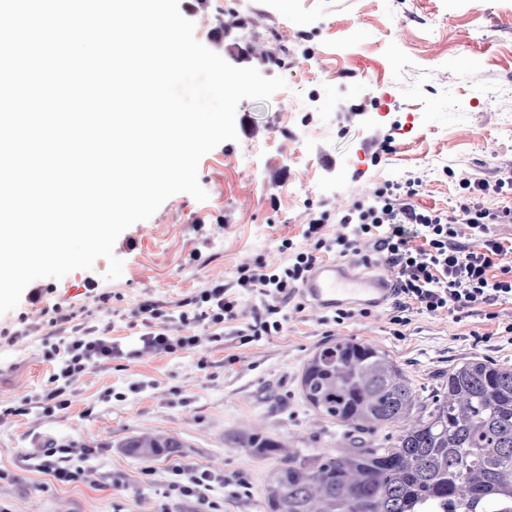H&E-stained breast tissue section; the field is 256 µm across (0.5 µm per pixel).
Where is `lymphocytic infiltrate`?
Here are the masks:
<instances>
[{"mask_svg":"<svg viewBox=\"0 0 512 512\" xmlns=\"http://www.w3.org/2000/svg\"><path fill=\"white\" fill-rule=\"evenodd\" d=\"M420 181H384L338 220L337 234L327 231L329 213L308 224L306 246L289 245L285 265L271 268L256 263L241 269L235 289L217 285L200 296L205 311L183 310L179 314L147 304L141 309L148 327L141 337L143 344L157 352L174 354L200 347L204 341H219V333L208 337L175 336L169 330L172 322L188 324L209 320L220 325L234 319L246 295L259 294L265 299L266 321L260 328L239 330L242 343H250L259 335L273 336L282 332L287 320L282 312L290 295L302 285L313 266L328 256L351 259L364 266L382 265L395 272V301L385 318V330L402 336L415 315L448 312L456 321L481 313L487 321H501L499 305L512 302V244L491 237L493 224L512 222V209L490 211L478 203L490 192H502L505 180H477L470 184L472 201L463 203L465 221L479 246L469 247L458 240L457 221L435 209H419L411 204ZM123 350L105 333H82L52 344L46 351L54 361L56 372L50 377L41 401L66 409L71 377L87 367L121 357Z\"/></svg>","mask_w":512,"mask_h":512,"instance_id":"1","label":"lymphocytic infiltrate"}]
</instances>
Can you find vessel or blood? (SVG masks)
Returning a JSON list of instances; mask_svg holds the SVG:
<instances>
[{
    "instance_id": "b4317fda",
    "label": "vessel or blood",
    "mask_w": 512,
    "mask_h": 512,
    "mask_svg": "<svg viewBox=\"0 0 512 512\" xmlns=\"http://www.w3.org/2000/svg\"><path fill=\"white\" fill-rule=\"evenodd\" d=\"M302 292L313 307L322 311L348 303L380 309L393 295L386 275H371L356 266L336 262L316 265L303 283Z\"/></svg>"
}]
</instances>
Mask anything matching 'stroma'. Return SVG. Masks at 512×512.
<instances>
[{"label": "stroma", "mask_w": 512, "mask_h": 512, "mask_svg": "<svg viewBox=\"0 0 512 512\" xmlns=\"http://www.w3.org/2000/svg\"><path fill=\"white\" fill-rule=\"evenodd\" d=\"M196 39L236 67L283 77L269 100L241 101L238 138L205 154L206 201L180 193L116 240L119 279L106 259L62 279L32 282L0 315V512H266L262 488L281 454L248 447L258 430L308 460L336 452L345 427L303 399L299 376L339 339L385 351L430 396L450 367L474 356L512 364V335L479 316H415L403 338L375 318L346 327L293 294L275 336L241 344L259 324L260 296H245L220 341L175 354L144 350L140 309L178 310L205 289L233 286L256 261H286L310 219L341 213L385 180L420 178L414 205L458 213L466 182L512 176V0H186ZM244 26L219 36L232 18ZM280 58L268 66L264 56ZM109 329L123 357L72 380L69 405L38 400L56 364L50 323ZM491 333L488 342L480 341ZM161 434L178 448L146 458L128 438ZM69 448L82 480L58 482L33 462ZM214 477L205 503L170 491L173 466Z\"/></svg>", "instance_id": "1"}]
</instances>
